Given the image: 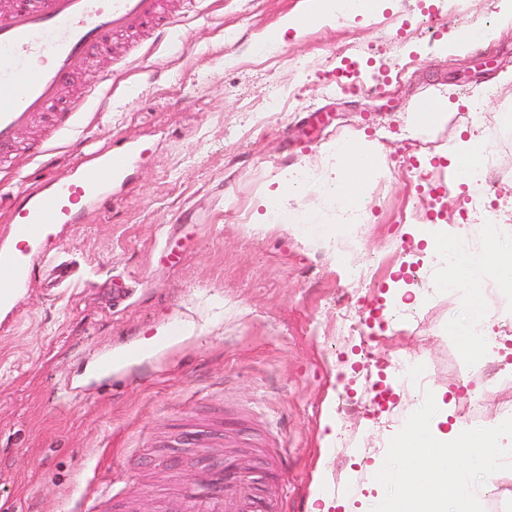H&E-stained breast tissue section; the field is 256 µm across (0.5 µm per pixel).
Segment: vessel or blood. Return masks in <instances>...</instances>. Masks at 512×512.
Returning a JSON list of instances; mask_svg holds the SVG:
<instances>
[{"mask_svg":"<svg viewBox=\"0 0 512 512\" xmlns=\"http://www.w3.org/2000/svg\"><path fill=\"white\" fill-rule=\"evenodd\" d=\"M181 23L175 0H0V165L14 150L47 157L50 146L71 138L100 86L87 89L70 106L59 103L66 84L82 74L112 41L149 28L152 36L176 32ZM49 120L48 131L23 141L24 132ZM137 148L99 149L81 156L66 172L42 181L36 190L7 199L9 233L0 239V298L31 285L35 277L54 286L71 284L77 266L57 257L31 265L28 257L59 225L77 223L85 213L111 204L113 185L127 179ZM220 464L207 465L199 483L176 482L162 495L157 512H283V498L262 499L250 483L220 478Z\"/></svg>","mask_w":512,"mask_h":512,"instance_id":"b4317fda","label":"vessel or blood"}]
</instances>
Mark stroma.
<instances>
[{
    "mask_svg": "<svg viewBox=\"0 0 512 512\" xmlns=\"http://www.w3.org/2000/svg\"><path fill=\"white\" fill-rule=\"evenodd\" d=\"M504 0H397L352 21L326 24L280 43L270 36L301 14L304 0H184L174 38L143 61L116 48L64 86L59 103L110 75L106 108L89 107L80 139L64 141L58 165L80 152L137 145L128 182L111 207L54 229L35 253L80 265L68 286L19 289L0 306V512H71L90 497L97 512H155L152 490L194 478L190 456L168 443L190 422H221L225 445L211 455L240 466L263 491L285 487L288 512H311L315 496L333 512H370L385 490L384 457L361 454L391 439L412 410L393 379L394 347L340 337L342 313L367 314L403 288L428 294L420 320L396 334L428 373L432 393L448 391L451 420L467 388L512 393V335L504 373L485 380L463 361L458 324L467 307L451 289L423 278L427 254L414 235L428 219L448 226L456 246L477 217H460L470 190L455 185L435 154L460 130L497 145L494 119L512 110V23ZM483 28L482 45L453 53L458 35ZM424 94L459 105L440 125L412 120ZM288 99L283 114L266 111ZM321 112L312 135L300 120ZM262 135H252L255 125ZM368 137L378 173L366 185L368 211L349 264L313 246L307 228L258 224L267 190L290 170ZM426 143L421 152L415 142ZM375 280L352 271L370 258ZM125 288L112 306L108 289ZM195 333L149 358L134 375L100 371L99 359L175 322ZM387 385L383 405L366 388ZM365 405L358 420L341 400ZM347 438L337 448L328 433Z\"/></svg>",
    "mask_w": 512,
    "mask_h": 512,
    "instance_id": "stroma-1",
    "label": "stroma"
}]
</instances>
